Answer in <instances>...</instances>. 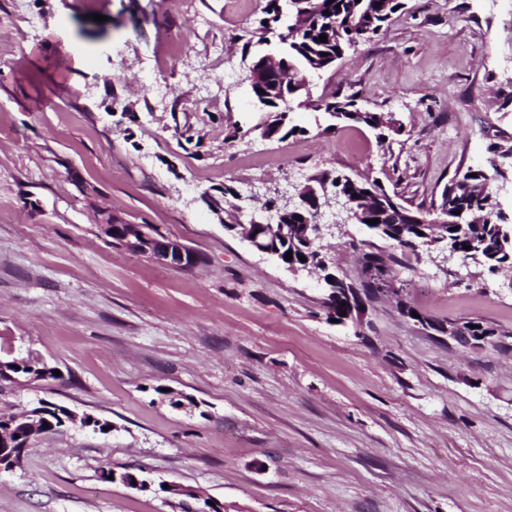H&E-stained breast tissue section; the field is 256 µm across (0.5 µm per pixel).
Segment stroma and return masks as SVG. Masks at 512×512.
<instances>
[{
	"mask_svg": "<svg viewBox=\"0 0 512 512\" xmlns=\"http://www.w3.org/2000/svg\"><path fill=\"white\" fill-rule=\"evenodd\" d=\"M267 0H0V361L57 378L7 389L110 422L43 434L0 473V512H177L168 494L103 479L139 473L224 512H512V270L411 251L343 222L322 251L359 282L361 253L394 255L402 299L435 321H480V349L439 339L376 297L327 319L317 275L226 232L259 200L342 173L412 209L482 167L512 218V0H404L380 35L291 101L304 134L262 139L248 67ZM356 94L402 135L333 125ZM144 224L201 258L186 270L105 232ZM189 398L170 406L167 391Z\"/></svg>",
	"mask_w": 512,
	"mask_h": 512,
	"instance_id": "stroma-1",
	"label": "stroma"
}]
</instances>
